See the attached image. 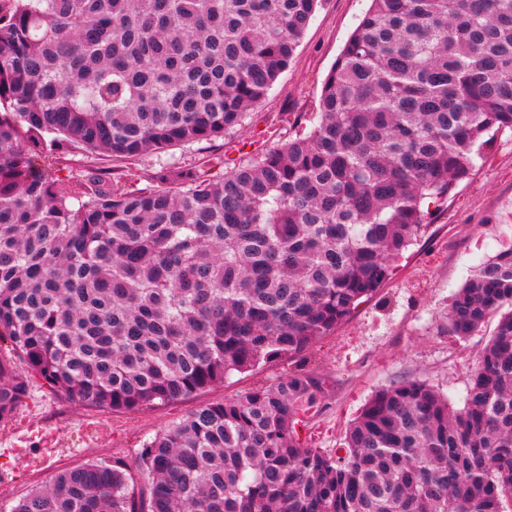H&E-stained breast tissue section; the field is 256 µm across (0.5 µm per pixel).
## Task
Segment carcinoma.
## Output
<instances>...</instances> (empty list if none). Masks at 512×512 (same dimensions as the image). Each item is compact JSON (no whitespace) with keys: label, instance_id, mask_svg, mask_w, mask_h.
<instances>
[{"label":"carcinoma","instance_id":"cac0c4a2","mask_svg":"<svg viewBox=\"0 0 512 512\" xmlns=\"http://www.w3.org/2000/svg\"><path fill=\"white\" fill-rule=\"evenodd\" d=\"M319 0H0V340L95 408L167 405L347 321L512 131V0H371L310 126L167 186L90 168L63 191L49 154L160 155L242 124L290 64ZM494 334L461 409L383 388L334 453L296 426L323 382L294 374L203 405L130 468L58 472L12 512H506L512 504V249L443 313ZM28 382L0 358V421Z\"/></svg>","mask_w":512,"mask_h":512}]
</instances>
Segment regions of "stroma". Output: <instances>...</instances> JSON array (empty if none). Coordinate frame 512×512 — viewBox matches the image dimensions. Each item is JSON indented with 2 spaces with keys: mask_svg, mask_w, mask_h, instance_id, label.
Returning <instances> with one entry per match:
<instances>
[{
  "mask_svg": "<svg viewBox=\"0 0 512 512\" xmlns=\"http://www.w3.org/2000/svg\"><path fill=\"white\" fill-rule=\"evenodd\" d=\"M369 6L370 0H322L290 65L242 126L212 143L173 147L168 159L182 166L205 157L230 163L285 139L286 115L315 112L325 77ZM44 163L65 181L101 167L128 186L145 188L158 160L72 152L46 157ZM511 245L512 133L507 131L429 216L424 235L394 262L378 293L309 351L233 373L181 401L136 411L88 407L31 378L25 403L0 422V512H11L61 470L90 462L135 463L148 441L192 410L297 373L324 383L298 433L329 453L342 447L347 426L372 395L399 382L425 381L451 406L463 408L471 374L496 323L488 321L461 340L444 331L441 316L474 267Z\"/></svg>",
  "mask_w": 512,
  "mask_h": 512,
  "instance_id": "obj_1",
  "label": "stroma"
}]
</instances>
